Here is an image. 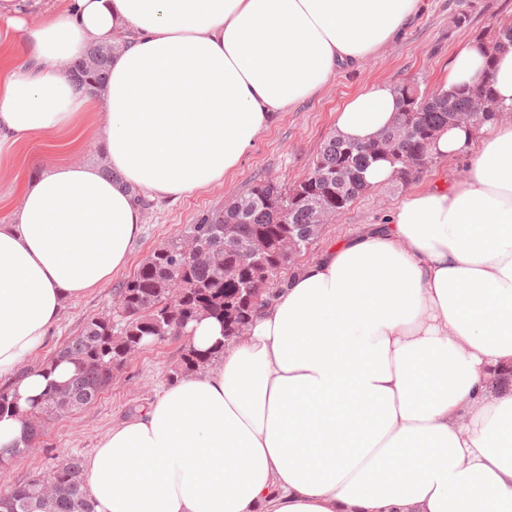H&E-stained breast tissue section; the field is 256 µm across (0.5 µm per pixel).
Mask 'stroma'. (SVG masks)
Returning a JSON list of instances; mask_svg holds the SVG:
<instances>
[{"label": "stroma", "instance_id": "stroma-1", "mask_svg": "<svg viewBox=\"0 0 512 512\" xmlns=\"http://www.w3.org/2000/svg\"><path fill=\"white\" fill-rule=\"evenodd\" d=\"M425 8L413 17L399 38L356 68L334 76L315 95L288 112L256 139L239 166L222 183L177 199L154 200L144 210L141 234L134 242L126 268L102 288L67 300L60 320L52 327L44 346L28 364L40 367L93 316L108 311L115 293L157 247L195 223L199 216L224 206L244 193L253 181L272 179L291 185L308 173L313 159L331 133L336 112L366 87L390 82L417 84L432 91L443 85L454 55L481 33L494 37L500 23L512 20V0H424ZM468 13V28L456 25L459 13ZM94 126H87L84 143L68 147L66 133L33 136L0 150V224L9 223L21 203L15 190L23 178L56 163H103L92 140ZM465 156L437 161L419 180L403 186L392 182L360 196L348 211L326 224L321 237L300 258L317 259L327 248L364 229L386 223L388 216L408 196L438 180L456 178L464 169ZM181 341L146 346L118 372L92 404L63 418L47 421L33 448L0 466V494L8 493L32 472L47 473L69 456L87 457L112 425L145 408L170 384L168 374L181 357Z\"/></svg>", "mask_w": 512, "mask_h": 512}]
</instances>
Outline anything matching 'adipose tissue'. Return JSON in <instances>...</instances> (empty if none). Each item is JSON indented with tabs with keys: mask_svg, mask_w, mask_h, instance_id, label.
Masks as SVG:
<instances>
[{
	"mask_svg": "<svg viewBox=\"0 0 512 512\" xmlns=\"http://www.w3.org/2000/svg\"><path fill=\"white\" fill-rule=\"evenodd\" d=\"M421 0H0L16 57L0 69V147L81 124L116 172L56 165L0 224V378L28 408L73 374L22 365L67 300L129 261L141 191L223 181L254 141L338 72L394 41ZM43 14L40 24L29 22ZM111 44L101 98L61 64ZM490 77L512 104V46L484 71L464 45L447 87ZM401 102L375 84L333 132L374 140ZM463 176L306 265L241 338L204 317L186 341L221 361L167 387L85 461L95 512H512V124L441 131Z\"/></svg>",
	"mask_w": 512,
	"mask_h": 512,
	"instance_id": "adipose-tissue-1",
	"label": "adipose tissue"
}]
</instances>
